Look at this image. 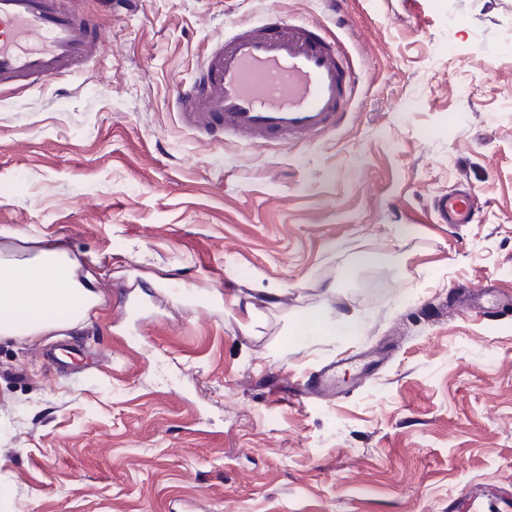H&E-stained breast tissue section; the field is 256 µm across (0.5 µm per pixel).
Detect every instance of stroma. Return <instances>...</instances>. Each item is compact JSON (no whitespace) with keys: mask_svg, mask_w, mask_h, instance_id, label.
Returning <instances> with one entry per match:
<instances>
[{"mask_svg":"<svg viewBox=\"0 0 512 512\" xmlns=\"http://www.w3.org/2000/svg\"><path fill=\"white\" fill-rule=\"evenodd\" d=\"M72 2L95 56L0 93V254L63 242L102 302L0 339V512H512V310L458 311L512 298V0H344L349 116L262 148L174 94L238 20L335 29L323 0ZM458 186L477 220L431 223ZM314 310L360 327L297 339ZM360 352L334 396L288 397Z\"/></svg>","mask_w":512,"mask_h":512,"instance_id":"obj_1","label":"stroma"}]
</instances>
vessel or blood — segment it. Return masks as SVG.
Wrapping results in <instances>:
<instances>
[{
  "instance_id": "1",
  "label": "vessel or blood",
  "mask_w": 512,
  "mask_h": 512,
  "mask_svg": "<svg viewBox=\"0 0 512 512\" xmlns=\"http://www.w3.org/2000/svg\"><path fill=\"white\" fill-rule=\"evenodd\" d=\"M102 37L97 18L66 0H0V87L48 83L87 62ZM360 77L331 34L271 11L257 23H237L232 37L206 57L199 76L174 97L183 124L244 146L306 143L347 118ZM476 194L439 196L435 221L468 224Z\"/></svg>"
}]
</instances>
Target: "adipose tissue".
<instances>
[{"label":"adipose tissue","mask_w":512,"mask_h":512,"mask_svg":"<svg viewBox=\"0 0 512 512\" xmlns=\"http://www.w3.org/2000/svg\"><path fill=\"white\" fill-rule=\"evenodd\" d=\"M76 261L62 244L29 257L0 255V338L72 329L101 301L92 277L78 279Z\"/></svg>","instance_id":"1"}]
</instances>
